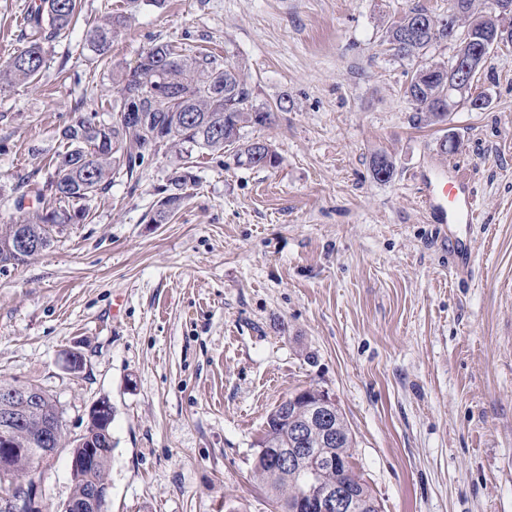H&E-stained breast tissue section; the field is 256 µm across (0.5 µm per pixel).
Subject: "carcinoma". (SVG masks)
<instances>
[{
    "label": "carcinoma",
    "mask_w": 512,
    "mask_h": 512,
    "mask_svg": "<svg viewBox=\"0 0 512 512\" xmlns=\"http://www.w3.org/2000/svg\"><path fill=\"white\" fill-rule=\"evenodd\" d=\"M81 0H39L24 17L29 33L24 35L26 46L0 64V86L29 85L35 82L46 62L47 47L59 35L73 29L81 16ZM410 13L427 17L428 29L412 44L395 43L396 26L387 30L386 43L399 58H418L441 41L456 43V52L462 51L465 39L484 36L485 30L467 27L455 33L440 25L441 18L425 9H412ZM119 32L118 22L112 16L85 30L83 48L96 57L104 56L112 38ZM117 83L119 98L112 102V114L104 119L98 112H82L83 102H77L78 116L60 132L64 151L56 157L53 176L47 182L46 192H37V206H25L26 194L16 199L18 216L8 224L0 225V267L18 266L31 255H18L10 248L13 238L21 231L38 233L45 248H50L63 225L83 222L89 215L82 202L109 190L114 179L133 177L141 166L145 153L161 149H176L183 154L184 171L169 179L168 194L160 201L161 208L151 218L159 224L165 221L186 198L188 182L193 179L189 169L193 153L222 152L228 148L235 152L237 163L256 166L255 157H269V165L277 162V155L259 140H247L241 130L245 125L265 124L271 112L258 109L251 101V89L243 75L227 60L212 53L186 56L168 42H160L143 51L136 66L121 74ZM406 96L418 118L429 124L444 121L448 113L461 104L476 108L481 96H460L440 110L439 102L448 97V65L433 63L431 69L417 70L412 77ZM144 112L150 122L132 127L120 122L119 114L129 106ZM372 169L378 180H389L394 162L386 153L372 158ZM282 405H277L267 416L266 426L257 447L292 448L294 429L281 420ZM59 412L57 401L51 394L40 410L30 415L28 424L14 436L15 447L22 449L11 459L12 479L28 480L41 465L40 456L32 449L31 435L40 425ZM340 439L332 448L323 447L319 432L308 430L309 447L320 456H333L336 463L324 464L317 473L322 485L347 487L356 497L376 501L372 490L345 460L353 458L352 433L341 411H336ZM112 421L90 415L85 431L86 444L103 448L112 438ZM112 454L93 455L90 465L81 475L72 478L71 496L80 497L91 481L108 480ZM251 473L254 483L265 490L273 503L274 512H308L303 495L308 488V471L296 467L280 472L271 469L264 456L253 458Z\"/></svg>",
    "instance_id": "obj_1"
}]
</instances>
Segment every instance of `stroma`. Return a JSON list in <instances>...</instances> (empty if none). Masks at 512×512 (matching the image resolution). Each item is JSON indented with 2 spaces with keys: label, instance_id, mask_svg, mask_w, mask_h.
I'll return each mask as SVG.
<instances>
[{
  "label": "stroma",
  "instance_id": "1",
  "mask_svg": "<svg viewBox=\"0 0 512 512\" xmlns=\"http://www.w3.org/2000/svg\"><path fill=\"white\" fill-rule=\"evenodd\" d=\"M32 0H0V62L24 48ZM450 0H82L80 25L49 47L36 85L0 86V224L17 185L43 186L61 129L116 97L117 75L157 42L239 66L270 123L273 167L200 156L187 197L151 218L181 161L147 153L88 218L20 266L0 268V380L57 400L69 435L112 404L109 512H273L251 480L268 414L328 391L356 441L354 471L382 512H512V44L494 48L447 121L418 123L405 91L424 59L388 51L415 7ZM125 15L105 58L86 25ZM453 149L441 153L442 139ZM395 170L377 180L375 154ZM464 170L474 226L431 218L425 184ZM476 256L454 272L449 232ZM81 353V372L68 370ZM52 507L70 496V454L38 475Z\"/></svg>",
  "mask_w": 512,
  "mask_h": 512
}]
</instances>
